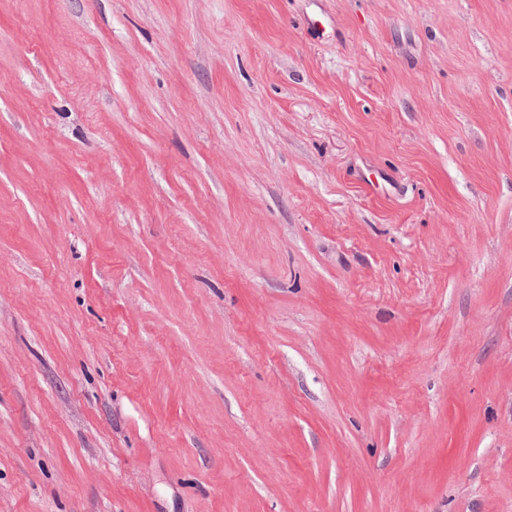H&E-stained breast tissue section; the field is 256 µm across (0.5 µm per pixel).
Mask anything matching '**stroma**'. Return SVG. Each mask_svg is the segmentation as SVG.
I'll return each mask as SVG.
<instances>
[{
	"instance_id": "35a3bbf8",
	"label": "stroma",
	"mask_w": 512,
	"mask_h": 512,
	"mask_svg": "<svg viewBox=\"0 0 512 512\" xmlns=\"http://www.w3.org/2000/svg\"><path fill=\"white\" fill-rule=\"evenodd\" d=\"M0 512H512V0H0Z\"/></svg>"
}]
</instances>
